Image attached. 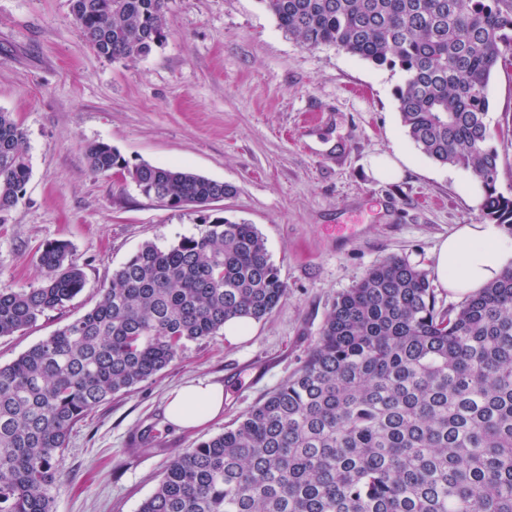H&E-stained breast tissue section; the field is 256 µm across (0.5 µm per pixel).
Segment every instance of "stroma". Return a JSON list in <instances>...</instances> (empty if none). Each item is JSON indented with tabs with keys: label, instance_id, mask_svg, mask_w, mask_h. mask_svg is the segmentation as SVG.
Returning a JSON list of instances; mask_svg holds the SVG:
<instances>
[{
	"label": "stroma",
	"instance_id": "1",
	"mask_svg": "<svg viewBox=\"0 0 512 512\" xmlns=\"http://www.w3.org/2000/svg\"><path fill=\"white\" fill-rule=\"evenodd\" d=\"M399 71L279 28L260 0H170L161 47L112 61L85 43L70 0H0V109L25 136L32 174L0 224V285L38 287L36 256L63 240L86 284L65 308L0 337V365L82 315L112 272L147 240L199 230L111 174L84 148L105 142L130 164L174 166L235 187L209 211L255 224L288 295L248 339L189 343L152 380L121 393L72 429L54 512H137L170 457L223 432L301 366L336 296L372 265L398 256L425 273L441 241L479 224L472 174L425 156L397 109ZM488 115L512 195V71L489 86ZM404 151L396 181L374 179L372 157ZM224 385V415L185 432L163 415L168 392L193 380Z\"/></svg>",
	"mask_w": 512,
	"mask_h": 512
}]
</instances>
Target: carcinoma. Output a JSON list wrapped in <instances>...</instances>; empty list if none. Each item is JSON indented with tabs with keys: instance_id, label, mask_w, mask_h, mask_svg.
Segmentation results:
<instances>
[{
	"instance_id": "obj_1",
	"label": "carcinoma",
	"mask_w": 512,
	"mask_h": 512,
	"mask_svg": "<svg viewBox=\"0 0 512 512\" xmlns=\"http://www.w3.org/2000/svg\"><path fill=\"white\" fill-rule=\"evenodd\" d=\"M305 49L402 74L397 109L427 157L468 170L481 215L512 235L497 188L489 84L512 69V0H259ZM99 56L133 60L166 37L169 0H71ZM173 210L234 187L85 147ZM24 133L0 109V224L25 195ZM37 288L0 285V336L33 326L85 287L66 241L38 255ZM287 287L255 225L202 218L167 246L143 242L96 304L0 366V512H53L63 452L85 415L179 359L232 318L260 320ZM138 512H512V270L440 310L398 257L337 295L302 365L224 432L178 451Z\"/></svg>"
}]
</instances>
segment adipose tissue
Instances as JSON below:
<instances>
[{
  "label": "adipose tissue",
  "instance_id": "1",
  "mask_svg": "<svg viewBox=\"0 0 512 512\" xmlns=\"http://www.w3.org/2000/svg\"><path fill=\"white\" fill-rule=\"evenodd\" d=\"M512 268V237L494 223L462 224L443 240L436 253L438 283L454 295L479 292ZM224 413V386L204 380L185 384L165 399L164 417L181 430H196Z\"/></svg>",
  "mask_w": 512,
  "mask_h": 512
}]
</instances>
